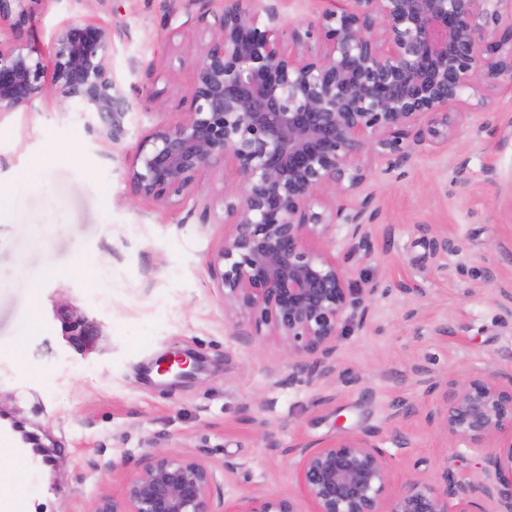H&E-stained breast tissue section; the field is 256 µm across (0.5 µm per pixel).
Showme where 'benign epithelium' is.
Listing matches in <instances>:
<instances>
[{
  "mask_svg": "<svg viewBox=\"0 0 512 512\" xmlns=\"http://www.w3.org/2000/svg\"><path fill=\"white\" fill-rule=\"evenodd\" d=\"M27 0H0V112L51 95L91 114L121 139L130 111L112 71L121 30L70 22L45 58L23 44ZM204 8L173 29L205 27L184 117L143 135L129 158L132 197L165 205L199 194L198 172L231 158L242 176L224 192L223 250L210 263L230 317L278 338L312 382L335 370L342 326L367 324L380 288H353L343 260L313 248L344 226L371 250L377 212L360 197L371 161L411 163L460 126H488L490 87L512 92V0H347L315 22L284 29L276 8L224 0L215 24ZM328 191L336 202H323ZM175 354L161 373L188 375ZM426 423L483 460L476 479L444 470L395 483L368 434L296 447L297 481L311 512H512V375L495 370L432 380ZM89 512H298L292 498L227 502L213 467L194 454L158 452L127 472L119 496Z\"/></svg>",
  "mask_w": 512,
  "mask_h": 512,
  "instance_id": "benign-epithelium-1",
  "label": "benign epithelium"
}]
</instances>
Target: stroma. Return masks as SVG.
I'll return each instance as SVG.
<instances>
[{"label":"stroma","instance_id":"obj_1","mask_svg":"<svg viewBox=\"0 0 512 512\" xmlns=\"http://www.w3.org/2000/svg\"><path fill=\"white\" fill-rule=\"evenodd\" d=\"M23 39L49 53L54 32L87 19L121 28L112 48L129 98L120 142L85 128L56 98L0 112V410L23 419L59 461L38 512H88L120 495L116 463L194 453L225 500L285 495L310 512L295 446L369 434L396 477L479 473L429 428L427 378L489 368L512 374V93L491 90L485 130L463 125L421 146L406 167L374 166L364 192L377 217L371 250L337 230L312 245L341 255L354 287H384L365 328L346 327L335 371L310 383L280 341L247 342L224 307L210 261L230 234L231 161L205 166L200 196L179 206L132 201L127 163L142 135L179 119L210 34L173 35L188 0H30ZM161 67L147 76L146 65ZM466 163L472 191L459 195ZM494 166L496 184L487 183ZM456 241L458 251L436 248ZM496 278L486 282L485 269ZM451 335L437 333L439 325ZM206 361L196 379L161 384L145 369L171 352ZM411 404L415 416H399Z\"/></svg>","mask_w":512,"mask_h":512}]
</instances>
